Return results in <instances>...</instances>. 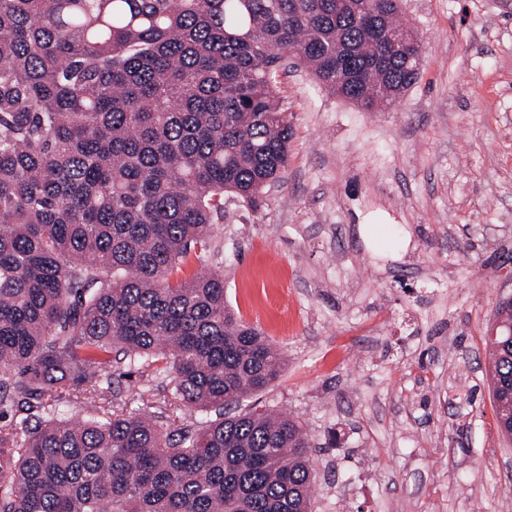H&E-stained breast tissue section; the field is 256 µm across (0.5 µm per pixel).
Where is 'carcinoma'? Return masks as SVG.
<instances>
[{
	"label": "carcinoma",
	"instance_id": "cac0c4a2",
	"mask_svg": "<svg viewBox=\"0 0 512 512\" xmlns=\"http://www.w3.org/2000/svg\"><path fill=\"white\" fill-rule=\"evenodd\" d=\"M401 0H0V512H310V442L257 404L282 359L235 315L209 246L224 195L288 167L284 56L365 110L416 82ZM488 339L512 436V305ZM170 364L201 428L112 405V362ZM100 416L74 421L61 407Z\"/></svg>",
	"mask_w": 512,
	"mask_h": 512
}]
</instances>
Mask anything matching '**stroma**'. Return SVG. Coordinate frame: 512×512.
<instances>
[{
	"label": "stroma",
	"mask_w": 512,
	"mask_h": 512,
	"mask_svg": "<svg viewBox=\"0 0 512 512\" xmlns=\"http://www.w3.org/2000/svg\"><path fill=\"white\" fill-rule=\"evenodd\" d=\"M416 83L367 112L303 68L283 179L258 207L224 198L207 250L235 313L282 353L263 405L316 451L312 512H512V437L485 356L512 275V0H404ZM126 410H163L169 378L114 365ZM335 447H325L328 434Z\"/></svg>",
	"instance_id": "obj_1"
}]
</instances>
